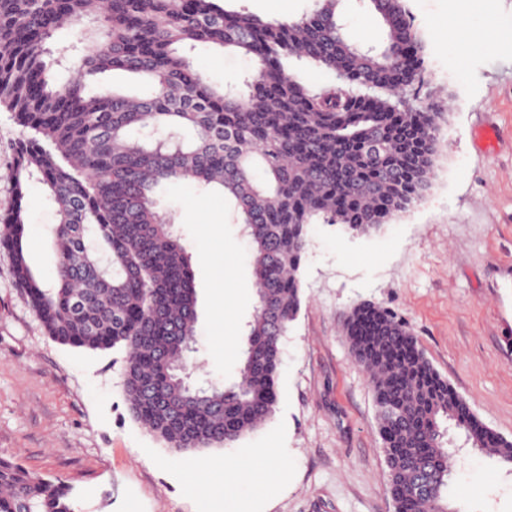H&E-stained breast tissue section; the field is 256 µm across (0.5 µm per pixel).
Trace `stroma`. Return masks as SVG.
<instances>
[{
    "mask_svg": "<svg viewBox=\"0 0 512 512\" xmlns=\"http://www.w3.org/2000/svg\"><path fill=\"white\" fill-rule=\"evenodd\" d=\"M424 42L419 97L446 99L442 152L422 201L380 232L352 236L318 223L300 268L301 311L283 341L279 401L266 426L231 448L174 453L132 417L121 349L88 352L50 340L14 285L0 251V457L65 480L81 512H212L190 487L199 461L246 463L238 497L248 512H393L371 387L343 333V318L371 302L418 337L432 366L491 431L512 440V0H407ZM449 30L437 36L438 28ZM487 28L484 46L464 30ZM201 72L237 81L249 64L203 46L188 51ZM30 134L0 108V214L14 197L8 175ZM26 227L40 234L29 262L55 282V208L29 182ZM165 203L193 255L198 294V377L232 381L256 301L246 241L229 206L191 183L168 186ZM222 225L211 239L207 223ZM223 250L233 300L223 327L210 318L208 252ZM456 512H512V470L450 429ZM257 448L273 457H257ZM282 465L283 477L272 474Z\"/></svg>",
    "mask_w": 512,
    "mask_h": 512,
    "instance_id": "35a3bbf8",
    "label": "stroma"
}]
</instances>
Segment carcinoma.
I'll return each mask as SVG.
<instances>
[{"label": "carcinoma", "instance_id": "cac0c4a2", "mask_svg": "<svg viewBox=\"0 0 512 512\" xmlns=\"http://www.w3.org/2000/svg\"><path fill=\"white\" fill-rule=\"evenodd\" d=\"M364 2L382 30L368 47L344 33L342 0H313L292 19L219 0H0V107L34 131L16 151L0 249L54 342L124 347L129 410L175 452L230 447L274 415L311 224L378 232L431 186L448 108L411 103L425 59L406 0ZM72 27L90 44L52 56L48 44ZM198 44L253 69L238 85L213 84L181 53ZM292 59L339 83L312 89L289 71ZM116 70L143 90L91 87ZM34 175L56 209L54 288L42 287L23 245ZM180 181L221 187L250 246L256 303L228 385L188 378L198 351L192 256L156 197ZM343 327L370 377L395 512H455L448 423L512 466V440L487 430L403 321L363 303ZM0 512L78 505L70 486L1 457Z\"/></svg>", "mask_w": 512, "mask_h": 512}]
</instances>
